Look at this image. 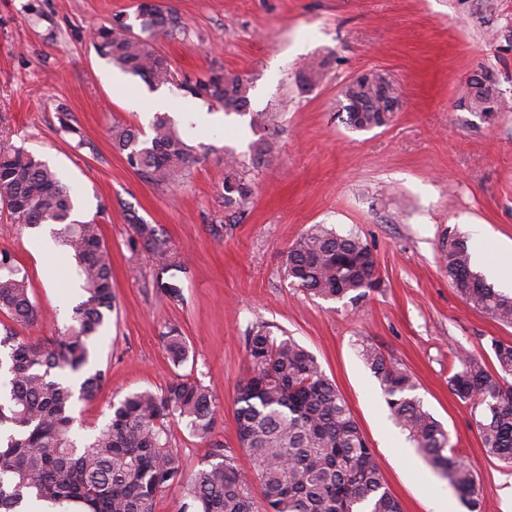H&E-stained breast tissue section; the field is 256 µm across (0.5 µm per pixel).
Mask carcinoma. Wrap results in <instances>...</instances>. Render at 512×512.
<instances>
[{
    "label": "carcinoma",
    "instance_id": "1",
    "mask_svg": "<svg viewBox=\"0 0 512 512\" xmlns=\"http://www.w3.org/2000/svg\"><path fill=\"white\" fill-rule=\"evenodd\" d=\"M136 18L138 33L123 14L92 28L91 41L102 58L152 89L171 84L187 97L220 105L226 115L247 116L254 131L274 125L272 113L249 111L250 86L238 75L213 70L202 77L175 76L153 47L158 38L184 31L186 23L175 9L139 0ZM341 94L343 122L352 131L388 125L390 101L398 98L394 81L380 71L349 81ZM459 104L487 119L512 108L486 73L468 80ZM112 144L129 167L167 185L180 183L217 152L210 143L185 139L166 117L156 118L143 137L115 126ZM249 151L254 165L273 158L271 142L262 137ZM222 160L224 207L241 211L253 195L244 163L229 148ZM75 205V189L57 172L25 148L0 142V207L18 224L54 225L52 237L65 248L83 290L61 335L40 342L22 339L11 328L0 334L8 376L0 397V512H154L157 495L182 482L186 502L180 512H256L251 482L222 448L183 481L170 422L180 420L190 434L208 439L217 420L216 397L198 379L178 377L158 391L131 392L112 403L108 421L88 439L73 437V399L96 398L106 381L105 371L90 368L91 347L114 307L109 249L99 224L72 219ZM129 222L135 246L166 268L179 266V256L155 225L134 215ZM444 263L466 302L512 325V297L473 269L467 241L451 243ZM283 274L291 286L323 300L357 301L382 285L370 247L357 235L324 224L312 225L288 246ZM0 312L19 325L39 318L26 278L6 251L0 252ZM491 348L498 375L483 358L469 354L458 357L448 386L471 405L487 453L511 462L512 344L494 339ZM166 350L175 366L188 359L186 341L172 330L166 333ZM361 356L380 380L396 425L474 512L480 485L464 463L447 454L448 432L413 395L411 375L372 346H362ZM246 361L248 375L235 399L237 436L252 461L265 512H400L354 416L310 351L261 325L246 336Z\"/></svg>",
    "mask_w": 512,
    "mask_h": 512
}]
</instances>
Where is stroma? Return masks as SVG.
Listing matches in <instances>:
<instances>
[{
    "label": "stroma",
    "instance_id": "35a3bbf8",
    "mask_svg": "<svg viewBox=\"0 0 512 512\" xmlns=\"http://www.w3.org/2000/svg\"><path fill=\"white\" fill-rule=\"evenodd\" d=\"M188 24L156 50L176 74L213 69L243 76L251 110L279 113L277 162L248 165L254 139L247 120L191 103L164 86L150 91L96 52L89 32L136 0H0V139L24 146L74 183L83 220L101 223L112 254L115 307L92 365L106 383L77 403V437L90 436L125 394L164 388L175 376L202 380L220 405L211 438L172 423L184 475L216 445L239 449L235 391L247 375L246 336L267 324L314 354L336 384L373 450L402 512H430V494L468 512L446 479L401 437L381 385L359 354L369 344L411 373L416 395L447 430L453 456L477 476L480 512H512V463L487 455L471 408L448 387L457 354L497 364L492 340L512 344L506 326L468 305L450 285L442 255L469 240L486 261L512 248V112L492 121L458 105L462 84L491 73L512 100V0H160ZM324 61L320 82L299 80L302 65ZM381 69L397 84L400 108L390 125L352 131L337 114L343 84ZM179 131L214 139L246 161L255 195L238 221L226 218L224 164L197 165L183 183L153 184L112 146L113 126L148 129L156 97ZM67 116L72 133L60 128ZM107 205L99 215V205ZM157 225L187 261L160 273L151 254L132 247L127 213ZM324 224L357 234L375 254L382 286L359 303L325 301L290 286L283 253L301 233ZM41 228L0 212V250L27 279L39 309L20 337L44 340L70 321L82 290L65 250L46 249ZM176 330L189 359L174 366L163 335Z\"/></svg>",
    "mask_w": 512,
    "mask_h": 512
}]
</instances>
